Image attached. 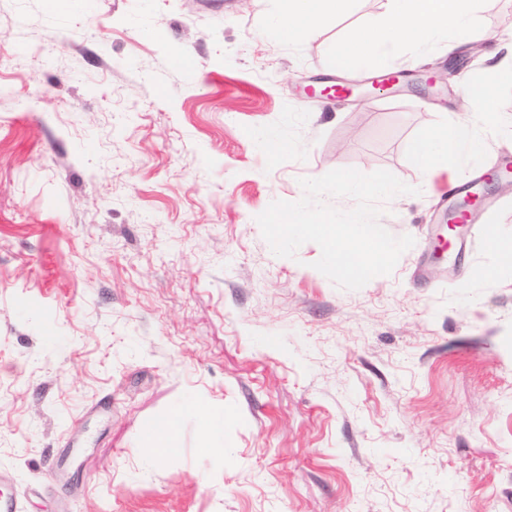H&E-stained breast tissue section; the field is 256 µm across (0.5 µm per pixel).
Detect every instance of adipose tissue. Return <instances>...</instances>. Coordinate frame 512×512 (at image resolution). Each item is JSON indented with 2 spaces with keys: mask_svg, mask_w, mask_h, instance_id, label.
Listing matches in <instances>:
<instances>
[{
  "mask_svg": "<svg viewBox=\"0 0 512 512\" xmlns=\"http://www.w3.org/2000/svg\"><path fill=\"white\" fill-rule=\"evenodd\" d=\"M350 0H281L276 32L295 40L312 32L330 13L345 10ZM472 0H388L394 21L362 30L355 43L336 49V64L350 69L362 66L372 55L402 54L446 38L456 31L470 43L491 40L490 32L474 26L470 19ZM483 141L469 122L453 120L435 127L409 145L422 181H430L439 167L459 163L480 153Z\"/></svg>",
  "mask_w": 512,
  "mask_h": 512,
  "instance_id": "adipose-tissue-1",
  "label": "adipose tissue"
}]
</instances>
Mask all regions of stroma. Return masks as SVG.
Wrapping results in <instances>:
<instances>
[{
	"label": "stroma",
	"mask_w": 512,
	"mask_h": 512,
	"mask_svg": "<svg viewBox=\"0 0 512 512\" xmlns=\"http://www.w3.org/2000/svg\"><path fill=\"white\" fill-rule=\"evenodd\" d=\"M278 7L0 0V471L24 512H512V272L473 279L486 238L439 199L512 151V82L442 40L340 70L387 0L290 42ZM473 17L512 48V0ZM466 82L504 126L423 186L408 145L479 122ZM340 168L420 190L380 202L415 244L354 291L316 243L275 258L256 221ZM488 190L472 222L512 241V191ZM201 409L224 419L210 449ZM172 412L179 452L148 455Z\"/></svg>",
	"instance_id": "stroma-1"
}]
</instances>
